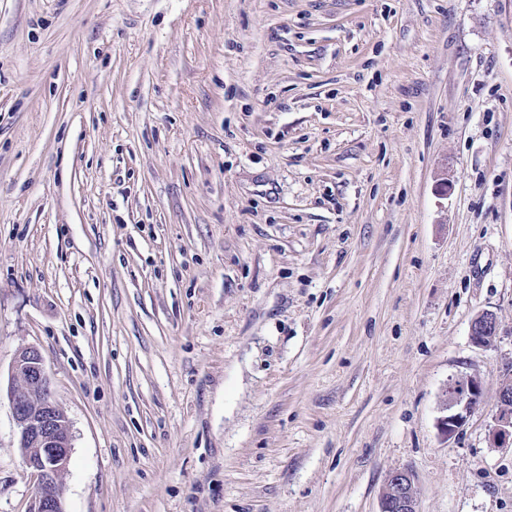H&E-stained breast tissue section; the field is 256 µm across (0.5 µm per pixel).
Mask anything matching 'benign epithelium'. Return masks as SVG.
Masks as SVG:
<instances>
[{
    "mask_svg": "<svg viewBox=\"0 0 512 512\" xmlns=\"http://www.w3.org/2000/svg\"><path fill=\"white\" fill-rule=\"evenodd\" d=\"M497 329L496 316L482 312L471 322V342L488 347L496 338ZM12 373L22 380L23 387H11L7 395L18 430L19 448L35 479L27 512H65L58 484L71 457L70 426L59 406L52 398L45 397L49 378L41 351L36 347L21 350L14 360ZM481 393L482 385L474 376L448 379L447 414L439 420L446 436L454 435L464 425ZM492 420L489 438L493 446L512 447V392L503 387L499 390ZM414 481V475L408 470L389 474L380 496L379 512H418Z\"/></svg>",
    "mask_w": 512,
    "mask_h": 512,
    "instance_id": "benign-epithelium-1",
    "label": "benign epithelium"
}]
</instances>
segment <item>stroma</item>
Returning <instances> with one entry per match:
<instances>
[{
  "mask_svg": "<svg viewBox=\"0 0 512 512\" xmlns=\"http://www.w3.org/2000/svg\"><path fill=\"white\" fill-rule=\"evenodd\" d=\"M30 346L66 512H512V0H0V385ZM498 323L496 316L491 312L478 314L470 325L471 342L479 347H488L497 335ZM481 393L482 385L474 376H453L448 379V403L445 408L448 413L439 420V425L448 438L464 425ZM489 438L496 448L512 447V392L501 386L498 395V406L492 417ZM414 481L408 470L389 474L380 496L379 512H418Z\"/></svg>",
  "mask_w": 512,
  "mask_h": 512,
  "instance_id": "obj_1",
  "label": "stroma"
}]
</instances>
